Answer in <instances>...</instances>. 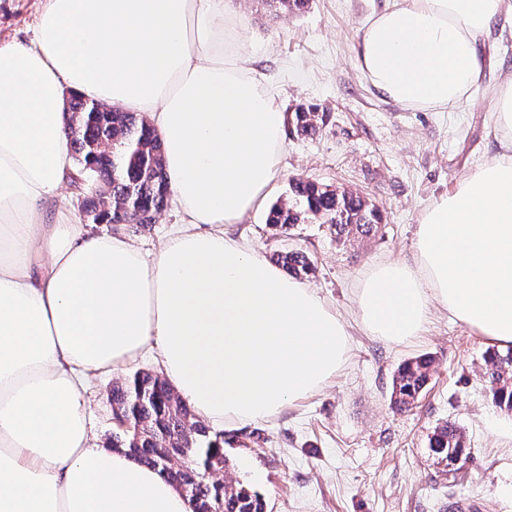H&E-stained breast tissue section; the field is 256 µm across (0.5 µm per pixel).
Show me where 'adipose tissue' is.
<instances>
[{"mask_svg":"<svg viewBox=\"0 0 512 512\" xmlns=\"http://www.w3.org/2000/svg\"><path fill=\"white\" fill-rule=\"evenodd\" d=\"M512 0H386L355 48L406 109L468 107ZM225 0H46L34 45L0 42V512H194L156 470L98 445L92 380L154 351L200 419H269L348 354L308 284L226 236L279 175L287 115ZM146 114L181 222L152 259L78 224L63 92ZM500 153L424 208L412 261L356 298L373 334L420 335L431 305L512 347V76L493 97Z\"/></svg>","mask_w":512,"mask_h":512,"instance_id":"ef3b65f1","label":"adipose tissue"}]
</instances>
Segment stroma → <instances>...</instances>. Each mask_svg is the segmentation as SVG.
<instances>
[{"label":"stroma","mask_w":512,"mask_h":512,"mask_svg":"<svg viewBox=\"0 0 512 512\" xmlns=\"http://www.w3.org/2000/svg\"><path fill=\"white\" fill-rule=\"evenodd\" d=\"M249 32L246 53L279 93L283 109L314 105L325 122L312 136L287 134L280 175L262 204L228 226L263 257L307 250L308 284L347 325L349 351L336 377L279 415L235 426L226 478L264 498L266 512H512V416L493 403L482 379L488 343L434 308L423 332L400 343L372 335L356 314L355 292L377 264L411 259L421 210L492 159L502 137L491 88L512 72V17L491 37L495 65L463 110L416 111L374 92L354 47L384 0H311L301 13L269 14L261 0H230ZM44 0H0V41L34 39ZM304 178L357 194L383 219L370 235L336 239L326 225L275 231L273 205L287 202ZM180 216L167 204L141 232L116 226L152 257ZM432 361L430 379L411 409L391 398L398 367ZM113 382L93 381L88 417L101 444L112 437ZM461 427L470 457L448 471L429 448L439 426Z\"/></svg>","instance_id":"stroma-1"}]
</instances>
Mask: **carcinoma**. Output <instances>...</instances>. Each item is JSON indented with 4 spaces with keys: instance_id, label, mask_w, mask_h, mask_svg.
Returning a JSON list of instances; mask_svg holds the SVG:
<instances>
[{
    "instance_id": "1",
    "label": "carcinoma",
    "mask_w": 512,
    "mask_h": 512,
    "mask_svg": "<svg viewBox=\"0 0 512 512\" xmlns=\"http://www.w3.org/2000/svg\"><path fill=\"white\" fill-rule=\"evenodd\" d=\"M68 136L75 152L72 175L83 220L89 224L156 222L166 205L170 186L165 171L160 136L146 118L122 109L95 107V101L74 97L66 109ZM324 113L300 104L288 116V125L300 136L320 128ZM288 204L273 206L266 219L272 228L296 224L328 226L336 237L368 235L381 223L380 210L357 195L331 189L315 181L297 179L290 185ZM277 263L297 278L313 270L308 253L292 249L273 254ZM484 381L500 410L512 414V349L486 351ZM425 357L401 365L393 380V403L406 409L429 379ZM112 447L125 448L134 460L147 464L175 482L194 501L195 512H265L263 499L246 485L208 481L187 465L185 456L204 454L215 464L228 462L224 433H214L193 413L168 381L148 371L112 387ZM130 427H123L124 421ZM429 448L440 461L469 457L464 434L453 424L433 433Z\"/></svg>"
}]
</instances>
